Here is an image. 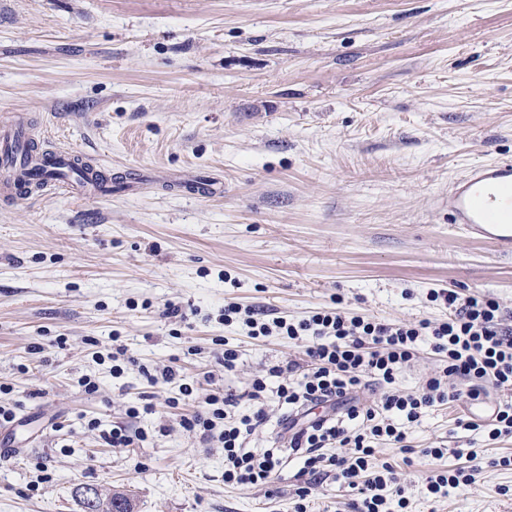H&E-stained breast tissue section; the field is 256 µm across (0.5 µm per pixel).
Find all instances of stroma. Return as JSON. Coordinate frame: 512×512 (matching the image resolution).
Instances as JSON below:
<instances>
[{"instance_id":"35a3bbf8","label":"stroma","mask_w":512,"mask_h":512,"mask_svg":"<svg viewBox=\"0 0 512 512\" xmlns=\"http://www.w3.org/2000/svg\"><path fill=\"white\" fill-rule=\"evenodd\" d=\"M19 116L96 157L112 190L0 200V404L21 420L0 512H80L84 486L135 512H294L297 456L271 487L228 485L223 449L179 425L197 408L179 386L206 388L218 341L241 352L237 391L304 360L301 342L225 325L227 302L413 322L446 318L429 293L452 288L512 323V253L448 216L454 180L512 160V0H10L0 124ZM210 180L216 196L190 194ZM116 343L136 360L117 378ZM170 363L178 381L147 382ZM145 393L155 413L128 419ZM508 402L489 385L429 412L409 450L378 445L409 502L390 512H512V438L481 429ZM124 423L145 442L101 439ZM468 446L474 483L429 495ZM304 501L355 512L359 496L330 475Z\"/></svg>"}]
</instances>
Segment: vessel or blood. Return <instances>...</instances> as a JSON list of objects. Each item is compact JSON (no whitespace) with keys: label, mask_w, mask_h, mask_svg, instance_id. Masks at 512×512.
Wrapping results in <instances>:
<instances>
[{"label":"vessel or blood","mask_w":512,"mask_h":512,"mask_svg":"<svg viewBox=\"0 0 512 512\" xmlns=\"http://www.w3.org/2000/svg\"><path fill=\"white\" fill-rule=\"evenodd\" d=\"M29 140L24 126L0 130V165H10L18 171L1 192L9 196L28 191L25 173L36 169L49 174L41 185L42 191L61 189L75 198L98 194L92 170L85 169L80 177L73 173L83 164L78 152L65 148L29 155L23 163L13 161V153L26 147ZM448 214L468 237L512 249V162L478 165L455 180L448 188Z\"/></svg>","instance_id":"1"}]
</instances>
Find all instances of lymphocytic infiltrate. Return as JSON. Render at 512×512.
I'll use <instances>...</instances> for the list:
<instances>
[{
  "mask_svg": "<svg viewBox=\"0 0 512 512\" xmlns=\"http://www.w3.org/2000/svg\"><path fill=\"white\" fill-rule=\"evenodd\" d=\"M436 296L448 307L447 319L408 323L350 316L336 307L297 321L268 319L255 309L225 303V325L243 322L252 339L306 341L307 366L301 369L289 362L267 367L241 393L215 388L200 409L181 418V427L221 445L225 483L272 484L291 452L302 460L300 475L315 481L332 474L357 490L358 512H386V491L397 485L398 476L391 465H376L377 443L403 447L408 427L420 424L432 408L464 395L479 399V383L512 392V326L504 324L499 303L464 297L453 289L439 290ZM425 344L435 356L434 373L421 390L397 388L398 370ZM459 379L474 381V388L461 392L455 387ZM372 383L381 393L376 404L368 406L359 392ZM271 394L278 405L292 411L323 402L331 412L303 426L284 418L279 440L258 455L246 444L268 425L266 399ZM244 397L253 403L245 412L239 409Z\"/></svg>",
  "mask_w": 512,
  "mask_h": 512,
  "instance_id": "1",
  "label": "lymphocytic infiltrate"
}]
</instances>
